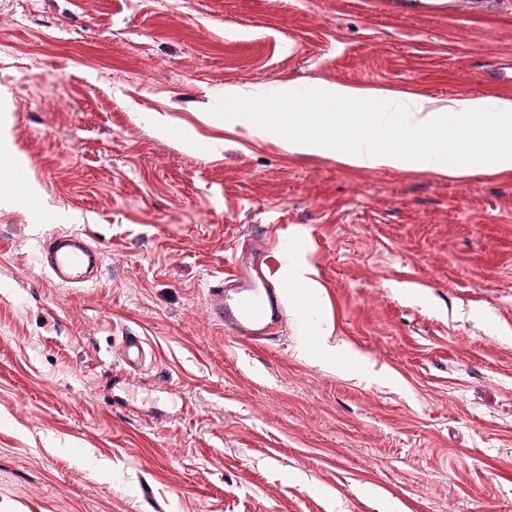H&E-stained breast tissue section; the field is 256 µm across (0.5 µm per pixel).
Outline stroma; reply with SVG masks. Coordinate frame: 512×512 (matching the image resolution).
Segmentation results:
<instances>
[{
	"instance_id": "obj_1",
	"label": "stroma",
	"mask_w": 512,
	"mask_h": 512,
	"mask_svg": "<svg viewBox=\"0 0 512 512\" xmlns=\"http://www.w3.org/2000/svg\"><path fill=\"white\" fill-rule=\"evenodd\" d=\"M313 81L512 98V0H0L29 188L0 199V512H512V174L225 132L226 86ZM57 229L101 248L92 285L50 280ZM301 239L319 308L286 287L260 342L210 319L214 276L252 247L286 286ZM324 321L358 372L300 356ZM151 346L146 338L134 332L123 336L120 349V359L126 368L135 370L143 366L151 356Z\"/></svg>"
}]
</instances>
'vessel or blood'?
Returning <instances> with one entry per match:
<instances>
[{
	"label": "vessel or blood",
	"instance_id": "b4317fda",
	"mask_svg": "<svg viewBox=\"0 0 512 512\" xmlns=\"http://www.w3.org/2000/svg\"><path fill=\"white\" fill-rule=\"evenodd\" d=\"M41 261L55 283L70 287L90 282L92 273L102 266L103 255L93 245L90 234L58 231L43 241ZM264 266V258L257 255L248 265L235 268L233 297H225L220 278L211 281L206 289L210 316L246 340L261 339L284 313L280 287L266 274ZM150 355L146 338L134 332L123 337L120 359L125 367L140 368Z\"/></svg>",
	"mask_w": 512,
	"mask_h": 512
}]
</instances>
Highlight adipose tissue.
I'll return each instance as SVG.
<instances>
[{
    "mask_svg": "<svg viewBox=\"0 0 512 512\" xmlns=\"http://www.w3.org/2000/svg\"><path fill=\"white\" fill-rule=\"evenodd\" d=\"M359 169L451 177L512 172V98L432 99L343 85H232L224 129Z\"/></svg>",
    "mask_w": 512,
    "mask_h": 512,
    "instance_id": "adipose-tissue-1",
    "label": "adipose tissue"
}]
</instances>
